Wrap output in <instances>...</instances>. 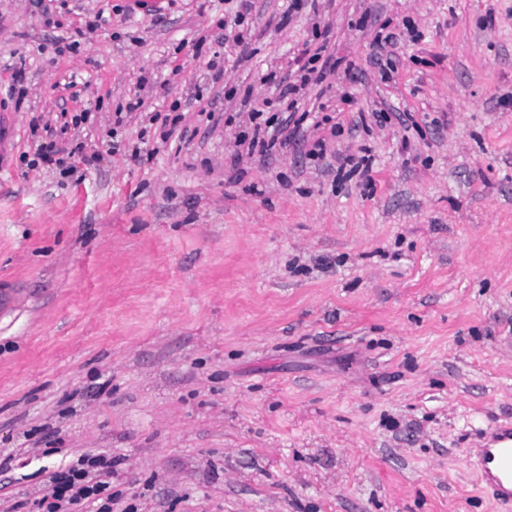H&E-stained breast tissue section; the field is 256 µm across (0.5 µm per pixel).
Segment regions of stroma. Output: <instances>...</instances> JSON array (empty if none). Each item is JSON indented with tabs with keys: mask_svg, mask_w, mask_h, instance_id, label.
<instances>
[{
	"mask_svg": "<svg viewBox=\"0 0 512 512\" xmlns=\"http://www.w3.org/2000/svg\"><path fill=\"white\" fill-rule=\"evenodd\" d=\"M293 2L0 0V512L99 454L113 512H499L512 0ZM320 43V128L232 164ZM483 440L480 447L469 449L467 463L480 475L483 490L508 512L512 509V425H495Z\"/></svg>",
	"mask_w": 512,
	"mask_h": 512,
	"instance_id": "obj_1",
	"label": "stroma"
}]
</instances>
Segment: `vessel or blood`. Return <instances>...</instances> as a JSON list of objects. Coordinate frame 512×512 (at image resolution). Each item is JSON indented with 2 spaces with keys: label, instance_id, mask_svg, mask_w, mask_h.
<instances>
[{
  "label": "vessel or blood",
  "instance_id": "b4317fda",
  "mask_svg": "<svg viewBox=\"0 0 512 512\" xmlns=\"http://www.w3.org/2000/svg\"><path fill=\"white\" fill-rule=\"evenodd\" d=\"M467 462L478 472L484 491L512 512V425L498 424L483 435L480 447L470 449Z\"/></svg>",
  "mask_w": 512,
  "mask_h": 512
}]
</instances>
